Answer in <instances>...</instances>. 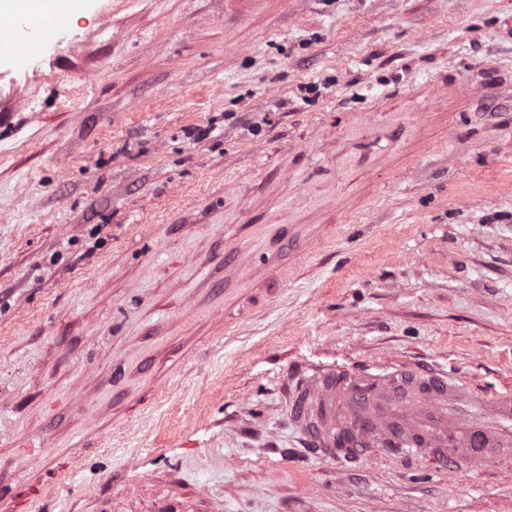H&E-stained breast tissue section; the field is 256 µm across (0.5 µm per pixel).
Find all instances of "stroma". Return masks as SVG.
Instances as JSON below:
<instances>
[{
	"instance_id": "1",
	"label": "stroma",
	"mask_w": 512,
	"mask_h": 512,
	"mask_svg": "<svg viewBox=\"0 0 512 512\" xmlns=\"http://www.w3.org/2000/svg\"><path fill=\"white\" fill-rule=\"evenodd\" d=\"M96 2L0 69V489L60 471L0 512H512L511 463L339 465L284 399L512 390V0Z\"/></svg>"
}]
</instances>
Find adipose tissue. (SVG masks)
I'll use <instances>...</instances> for the list:
<instances>
[{
    "instance_id": "1",
    "label": "adipose tissue",
    "mask_w": 512,
    "mask_h": 512,
    "mask_svg": "<svg viewBox=\"0 0 512 512\" xmlns=\"http://www.w3.org/2000/svg\"><path fill=\"white\" fill-rule=\"evenodd\" d=\"M92 5L93 0H55L50 7L44 0H0V17L19 23L20 36L34 46L41 43L51 29L62 27L65 19L80 11H90Z\"/></svg>"
}]
</instances>
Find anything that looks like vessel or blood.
I'll return each mask as SVG.
<instances>
[{
	"mask_svg": "<svg viewBox=\"0 0 512 512\" xmlns=\"http://www.w3.org/2000/svg\"><path fill=\"white\" fill-rule=\"evenodd\" d=\"M288 417L327 457L382 448L439 464L494 465L512 458V392L474 395L447 372L402 366L377 375L315 366L298 374Z\"/></svg>",
	"mask_w": 512,
	"mask_h": 512,
	"instance_id": "vessel-or-blood-1",
	"label": "vessel or blood"
}]
</instances>
